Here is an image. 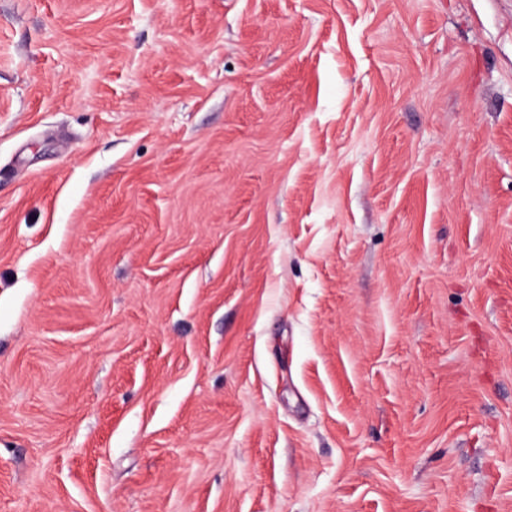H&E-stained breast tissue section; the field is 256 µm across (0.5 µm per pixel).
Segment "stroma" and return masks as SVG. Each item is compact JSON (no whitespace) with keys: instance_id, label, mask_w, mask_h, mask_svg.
<instances>
[{"instance_id":"stroma-1","label":"stroma","mask_w":512,"mask_h":512,"mask_svg":"<svg viewBox=\"0 0 512 512\" xmlns=\"http://www.w3.org/2000/svg\"><path fill=\"white\" fill-rule=\"evenodd\" d=\"M0 512H512V0H0Z\"/></svg>"}]
</instances>
